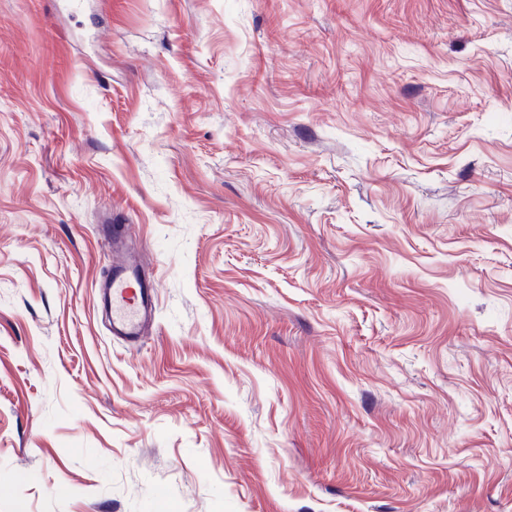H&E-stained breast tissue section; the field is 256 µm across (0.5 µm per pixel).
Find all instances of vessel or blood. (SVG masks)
<instances>
[{"label": "vessel or blood", "mask_w": 512, "mask_h": 512, "mask_svg": "<svg viewBox=\"0 0 512 512\" xmlns=\"http://www.w3.org/2000/svg\"><path fill=\"white\" fill-rule=\"evenodd\" d=\"M102 299L112 310V333L135 342L155 308L153 283L142 276L133 257L114 256L109 277L101 287Z\"/></svg>", "instance_id": "obj_1"}]
</instances>
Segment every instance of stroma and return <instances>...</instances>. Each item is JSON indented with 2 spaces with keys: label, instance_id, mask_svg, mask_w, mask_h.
Instances as JSON below:
<instances>
[{
  "label": "stroma",
  "instance_id": "1",
  "mask_svg": "<svg viewBox=\"0 0 512 512\" xmlns=\"http://www.w3.org/2000/svg\"><path fill=\"white\" fill-rule=\"evenodd\" d=\"M70 2L0 0V512H512V0ZM109 277L100 287L102 300L112 309V335L122 336L126 342L140 339L145 320L155 308L154 284L142 276L133 257L126 253H112ZM135 281L138 288H130Z\"/></svg>",
  "mask_w": 512,
  "mask_h": 512
}]
</instances>
